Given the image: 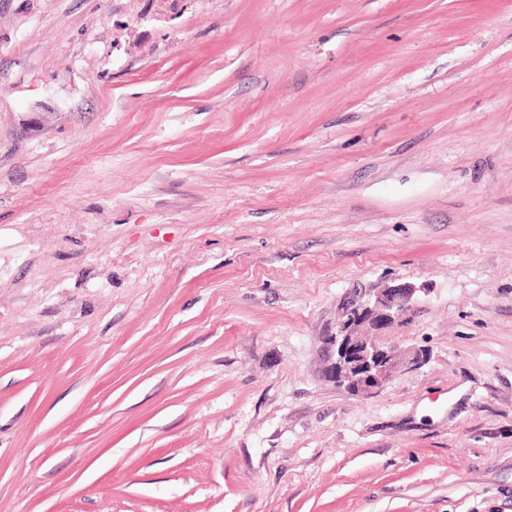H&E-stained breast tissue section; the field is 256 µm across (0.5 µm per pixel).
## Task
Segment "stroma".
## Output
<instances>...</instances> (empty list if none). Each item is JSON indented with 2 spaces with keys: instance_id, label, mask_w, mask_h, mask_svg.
<instances>
[{
  "instance_id": "stroma-1",
  "label": "stroma",
  "mask_w": 512,
  "mask_h": 512,
  "mask_svg": "<svg viewBox=\"0 0 512 512\" xmlns=\"http://www.w3.org/2000/svg\"><path fill=\"white\" fill-rule=\"evenodd\" d=\"M0 512H512V0H0ZM417 291L410 283H400L348 304L336 333L328 337L326 377L355 392L373 393L382 388L392 377L400 352L382 342L381 336H361V331L380 333L402 318Z\"/></svg>"
}]
</instances>
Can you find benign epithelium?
<instances>
[{
    "label": "benign epithelium",
    "instance_id": "obj_1",
    "mask_svg": "<svg viewBox=\"0 0 512 512\" xmlns=\"http://www.w3.org/2000/svg\"><path fill=\"white\" fill-rule=\"evenodd\" d=\"M416 292L412 284L400 283L348 304L336 333L328 337L326 377L355 392L373 393L382 388L392 377L400 352L381 337L363 336L361 331L380 332L402 318Z\"/></svg>",
    "mask_w": 512,
    "mask_h": 512
}]
</instances>
